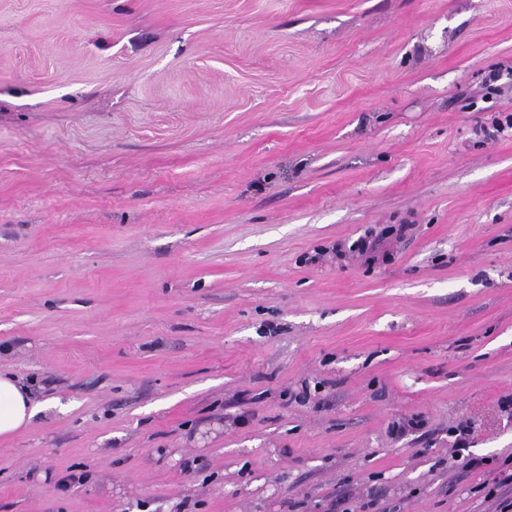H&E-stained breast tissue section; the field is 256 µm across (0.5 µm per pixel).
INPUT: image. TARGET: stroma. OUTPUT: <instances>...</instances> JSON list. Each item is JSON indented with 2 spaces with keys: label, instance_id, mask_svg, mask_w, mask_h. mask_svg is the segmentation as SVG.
Returning <instances> with one entry per match:
<instances>
[{
  "label": "stroma",
  "instance_id": "obj_1",
  "mask_svg": "<svg viewBox=\"0 0 512 512\" xmlns=\"http://www.w3.org/2000/svg\"><path fill=\"white\" fill-rule=\"evenodd\" d=\"M511 114L512 0H0V512H496ZM39 405L27 384L0 372V439H8L29 427Z\"/></svg>",
  "mask_w": 512,
  "mask_h": 512
}]
</instances>
